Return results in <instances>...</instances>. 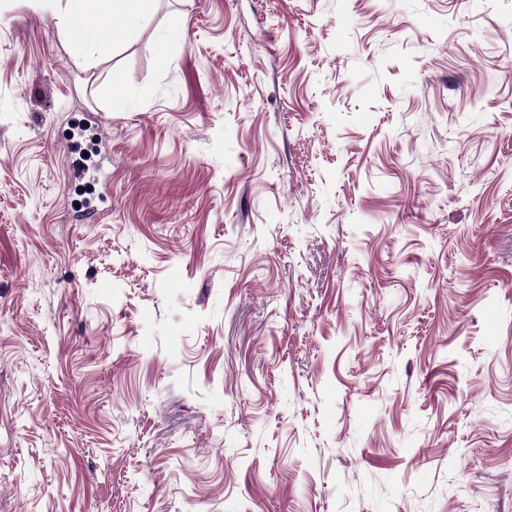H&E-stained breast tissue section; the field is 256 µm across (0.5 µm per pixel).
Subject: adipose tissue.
<instances>
[{"mask_svg": "<svg viewBox=\"0 0 512 512\" xmlns=\"http://www.w3.org/2000/svg\"><path fill=\"white\" fill-rule=\"evenodd\" d=\"M77 64L86 66L126 43L155 0H45Z\"/></svg>", "mask_w": 512, "mask_h": 512, "instance_id": "obj_1", "label": "adipose tissue"}]
</instances>
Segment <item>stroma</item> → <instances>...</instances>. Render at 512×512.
Segmentation results:
<instances>
[{
    "mask_svg": "<svg viewBox=\"0 0 512 512\" xmlns=\"http://www.w3.org/2000/svg\"><path fill=\"white\" fill-rule=\"evenodd\" d=\"M0 512H512V0H0ZM59 20L77 64L87 66L126 43L154 9L155 0H41ZM88 33H94L88 37Z\"/></svg>",
    "mask_w": 512,
    "mask_h": 512,
    "instance_id": "stroma-1",
    "label": "stroma"
}]
</instances>
